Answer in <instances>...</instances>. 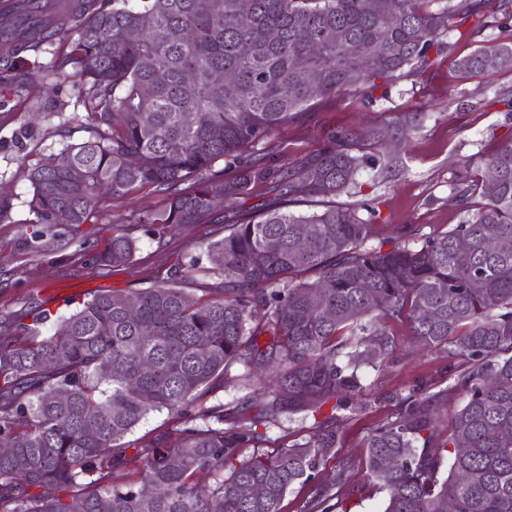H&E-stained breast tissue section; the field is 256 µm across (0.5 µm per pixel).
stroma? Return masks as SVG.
Returning a JSON list of instances; mask_svg holds the SVG:
<instances>
[{"instance_id":"stroma-1","label":"stroma","mask_w":512,"mask_h":512,"mask_svg":"<svg viewBox=\"0 0 512 512\" xmlns=\"http://www.w3.org/2000/svg\"><path fill=\"white\" fill-rule=\"evenodd\" d=\"M497 40H512V19L471 30L454 42L450 53L434 55L424 74L402 78L373 102L346 94L341 103L327 102L308 112L297 124L281 128L275 141L280 153L274 164L322 149L332 131L349 130L370 142L386 130L395 113L406 114L416 125L409 137L387 133L380 149L391 159L390 169L367 167L356 186L338 196L339 204L368 201L375 209L371 241L392 247L398 227L430 230L462 221L464 204L454 187L468 179L464 159L487 155L512 139V72L503 71L460 79L451 59ZM63 51L53 45L35 55L46 66V86L18 90L0 84V317L30 309L45 301L63 309L67 299L139 288L164 276L177 263L199 256L203 243L223 236L219 224H197L156 238L150 225L136 223L139 214L156 211L160 199L142 189L106 203L93 224L70 229L63 224L34 223L27 206L29 183L23 162H36L64 144L85 138L73 119L79 111L78 84L52 62ZM124 225L135 238L133 262L112 271L92 262L112 235ZM448 359L441 351L404 350L400 359L376 362L362 369L363 390L351 409L339 411L342 441L338 458L355 463L346 491L349 512H382L384 495L369 485L360 461L363 439L377 422L396 413L400 397L421 383L438 384Z\"/></svg>"}]
</instances>
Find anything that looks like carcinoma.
<instances>
[{"instance_id": "cac0c4a2", "label": "carcinoma", "mask_w": 512, "mask_h": 512, "mask_svg": "<svg viewBox=\"0 0 512 512\" xmlns=\"http://www.w3.org/2000/svg\"><path fill=\"white\" fill-rule=\"evenodd\" d=\"M384 2L252 0L243 13L238 0H41L24 25L0 19V60L62 44L55 66L71 68L82 90L88 137L27 168L35 223L78 228L104 198L144 188L163 206L135 223L158 236L217 221L216 198L233 211L204 265L175 264L67 315L40 304L0 319V443L10 448L0 512H282L296 484L309 486L301 512H347L352 463L326 468L340 444L336 412L363 389L362 364L396 356L392 325L404 322L414 343L448 354V386L410 391L364 438L384 512H445L449 502L512 512V251L485 246L512 240V140L454 187L467 204L461 223L410 231L416 247L370 244L358 209L336 205L363 166L382 164L351 133L285 165L265 162L275 132L306 111L351 91L372 99L424 69L443 37L512 15V0H394L391 14ZM453 66L463 79L512 72V41ZM217 71L233 81L214 83ZM12 72L19 86L43 77L40 65ZM259 183L276 197L237 212ZM300 203L323 209L290 210ZM137 250L114 224L94 259L115 270ZM196 272L214 283L193 298L183 285ZM256 378L268 393L259 414L245 401L204 404ZM448 397L461 407L445 431L432 407ZM163 409L172 425L131 446L127 436ZM286 414L316 418L317 439L257 450L258 427ZM245 448L256 452L244 459ZM246 483L264 494L242 497Z\"/></svg>"}]
</instances>
